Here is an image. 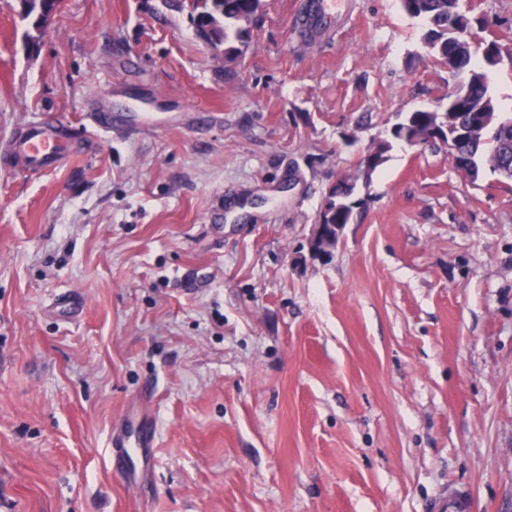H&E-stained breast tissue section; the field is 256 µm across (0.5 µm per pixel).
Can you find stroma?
Instances as JSON below:
<instances>
[{"mask_svg": "<svg viewBox=\"0 0 512 512\" xmlns=\"http://www.w3.org/2000/svg\"><path fill=\"white\" fill-rule=\"evenodd\" d=\"M512 49V0H468ZM264 0L216 58L187 0H64L34 53L0 0V512H512V183L394 143L331 257L329 188L448 69L399 0L301 37ZM113 109L153 118L99 128ZM151 421L126 471L114 430ZM64 135L65 130L48 118L25 128L14 141L12 154L28 166L41 170L54 169L60 140ZM329 224H322L323 218L319 214L317 224H313L310 237V250L317 257H329L332 255L339 241L345 224H336V211H329ZM430 512H473L475 505L471 493L464 488L449 486L448 494L431 504Z\"/></svg>", "mask_w": 512, "mask_h": 512, "instance_id": "obj_1", "label": "stroma"}]
</instances>
